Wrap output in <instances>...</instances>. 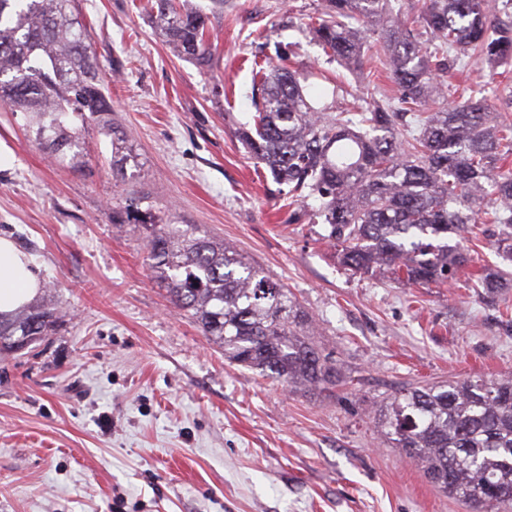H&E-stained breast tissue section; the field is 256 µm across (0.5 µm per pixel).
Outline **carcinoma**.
Segmentation results:
<instances>
[{"mask_svg":"<svg viewBox=\"0 0 512 512\" xmlns=\"http://www.w3.org/2000/svg\"><path fill=\"white\" fill-rule=\"evenodd\" d=\"M74 0H0V102L24 112L38 144L81 169L85 125L112 127V99L90 51ZM387 0H326L309 33L326 56L358 66L367 33L387 51L400 106L357 99L331 111L313 100L303 74L260 69L253 126L239 138L288 205L320 201L327 239L356 274L386 271L422 287L446 285L473 262L461 245L469 224L497 225L495 249L512 262V123L490 110L483 90L462 100L452 83L473 57L495 71L512 62V0H421L412 17ZM157 27L180 55L207 66V18L181 0H155ZM125 142L112 139V176L124 177ZM149 267L170 302L188 314L224 359L285 387L348 385L312 341L309 316L293 294L222 241L191 225L154 226ZM476 294L512 288L506 268H482ZM57 323L45 303L0 314V359L20 338L33 344ZM379 438L421 465L431 483L472 512H512V377L408 387L375 417Z\"/></svg>","mask_w":512,"mask_h":512,"instance_id":"1","label":"carcinoma"}]
</instances>
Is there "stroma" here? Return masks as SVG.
<instances>
[{
  "label": "stroma",
  "mask_w": 512,
  "mask_h": 512,
  "mask_svg": "<svg viewBox=\"0 0 512 512\" xmlns=\"http://www.w3.org/2000/svg\"><path fill=\"white\" fill-rule=\"evenodd\" d=\"M146 3L75 0L135 155L125 179L97 125L77 171L0 105V236L34 259L58 309L49 336L0 362V512H470L381 443L373 417L409 384L512 375V288L477 297L465 271L428 288L346 270L318 201L289 205L238 137L256 60L307 68L337 106L395 98L375 36L349 70L306 29L323 0H186L208 17L203 68ZM463 77L512 119V65ZM132 203L141 222L113 223ZM156 224L192 225L288 288L355 386L292 390L225 361L154 278Z\"/></svg>",
  "instance_id": "obj_1"
}]
</instances>
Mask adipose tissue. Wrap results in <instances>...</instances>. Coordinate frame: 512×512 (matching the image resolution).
I'll list each match as a JSON object with an SVG mask.
<instances>
[{"label":"adipose tissue","mask_w":512,"mask_h":512,"mask_svg":"<svg viewBox=\"0 0 512 512\" xmlns=\"http://www.w3.org/2000/svg\"><path fill=\"white\" fill-rule=\"evenodd\" d=\"M40 282L39 267L12 240L0 237V313L32 301Z\"/></svg>","instance_id":"1"}]
</instances>
